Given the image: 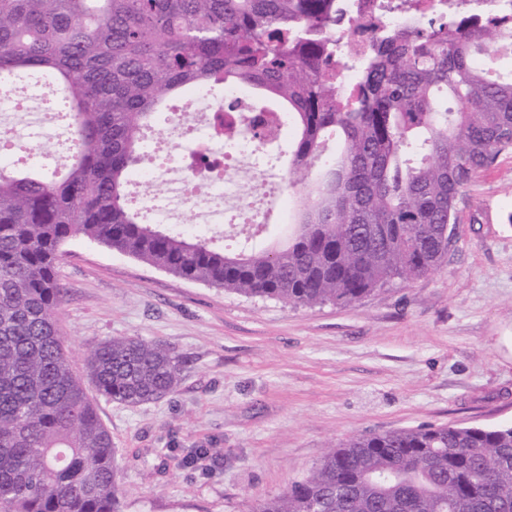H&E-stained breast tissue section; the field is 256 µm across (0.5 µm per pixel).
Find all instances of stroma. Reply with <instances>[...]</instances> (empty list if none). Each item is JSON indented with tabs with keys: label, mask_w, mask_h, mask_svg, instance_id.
Here are the masks:
<instances>
[{
	"label": "stroma",
	"mask_w": 512,
	"mask_h": 512,
	"mask_svg": "<svg viewBox=\"0 0 512 512\" xmlns=\"http://www.w3.org/2000/svg\"><path fill=\"white\" fill-rule=\"evenodd\" d=\"M458 209L437 271L349 306L245 297L73 237L59 327L74 370L121 336L183 363L159 400L98 401L124 512H245L357 434L512 424L511 152Z\"/></svg>",
	"instance_id": "1"
}]
</instances>
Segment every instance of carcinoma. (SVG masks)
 <instances>
[{"label":"carcinoma","mask_w":512,"mask_h":512,"mask_svg":"<svg viewBox=\"0 0 512 512\" xmlns=\"http://www.w3.org/2000/svg\"><path fill=\"white\" fill-rule=\"evenodd\" d=\"M336 0H0V82L63 94L71 162L0 170V512H123L94 396L138 405L180 380L171 349L102 341L77 376L57 317L81 235L185 279L296 306L349 305L448 258L463 190L512 151V73L476 64L504 19L380 31L336 71ZM225 83L288 110L291 169L321 164L295 230L226 252L130 206L144 131L168 94ZM336 153L320 163L327 141ZM251 512H512V425L359 434Z\"/></svg>","instance_id":"cac0c4a2"}]
</instances>
